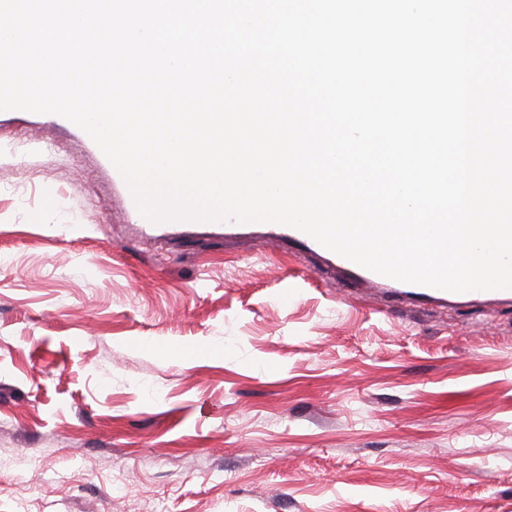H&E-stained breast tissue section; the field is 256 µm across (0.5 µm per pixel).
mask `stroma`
I'll return each mask as SVG.
<instances>
[{
    "instance_id": "35a3bbf8",
    "label": "stroma",
    "mask_w": 512,
    "mask_h": 512,
    "mask_svg": "<svg viewBox=\"0 0 512 512\" xmlns=\"http://www.w3.org/2000/svg\"><path fill=\"white\" fill-rule=\"evenodd\" d=\"M3 144L0 512H512V296L152 222L56 114L0 111ZM293 233L298 238L300 242L303 244L312 246L322 252H325L331 256L336 257L337 261L346 269L350 271H354L356 273H363L367 276V278L373 282L376 285H385L390 287H406L409 289L407 291L408 294L417 297V298H424V299H441V300H448V301H466V300H479L485 296L484 291H471V292H464V293H455L440 289H435L427 286L422 285H416V284H410V283H404L400 282L394 279H391L389 277L380 275L378 273H375L371 270H368L366 268H363L344 257L330 251L329 249L323 247L321 244L316 242L313 238L308 236L307 234L292 228Z\"/></svg>"
}]
</instances>
